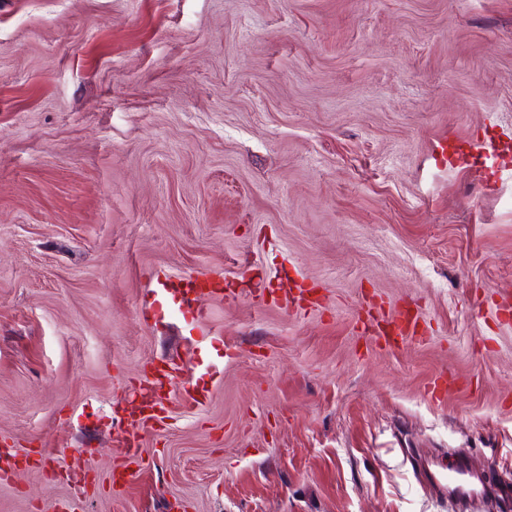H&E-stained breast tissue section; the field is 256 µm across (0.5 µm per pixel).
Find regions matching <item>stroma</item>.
Here are the masks:
<instances>
[{"instance_id": "stroma-1", "label": "stroma", "mask_w": 512, "mask_h": 512, "mask_svg": "<svg viewBox=\"0 0 512 512\" xmlns=\"http://www.w3.org/2000/svg\"><path fill=\"white\" fill-rule=\"evenodd\" d=\"M512 0H0V512H448L452 448L512 473ZM290 272L209 301L211 396L113 490L112 409L188 356L151 274ZM426 340L363 335L366 298ZM94 473H74L77 459ZM509 139L511 141V138ZM510 141H503L499 137L495 136H482L467 143V147L465 149L456 146H448L447 143H443L440 146V151L445 157L449 151L453 157L457 156V159L460 160H463L468 156L494 158L506 149L510 150ZM281 292L279 295H273L270 303L278 305L284 311H294L298 308L315 307L319 304L317 299H310L306 295L311 290L304 287V284L288 285V288H278ZM304 304L306 306H304Z\"/></svg>"}]
</instances>
